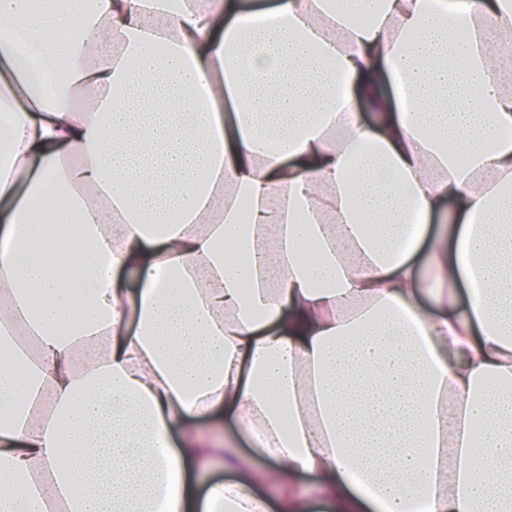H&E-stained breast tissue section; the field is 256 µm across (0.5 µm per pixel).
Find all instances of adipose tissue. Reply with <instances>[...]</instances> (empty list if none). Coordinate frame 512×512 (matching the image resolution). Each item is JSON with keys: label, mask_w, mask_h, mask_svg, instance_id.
I'll list each match as a JSON object with an SVG mask.
<instances>
[{"label": "adipose tissue", "mask_w": 512, "mask_h": 512, "mask_svg": "<svg viewBox=\"0 0 512 512\" xmlns=\"http://www.w3.org/2000/svg\"><path fill=\"white\" fill-rule=\"evenodd\" d=\"M510 71L512 0H0V512H512Z\"/></svg>", "instance_id": "adipose-tissue-1"}]
</instances>
